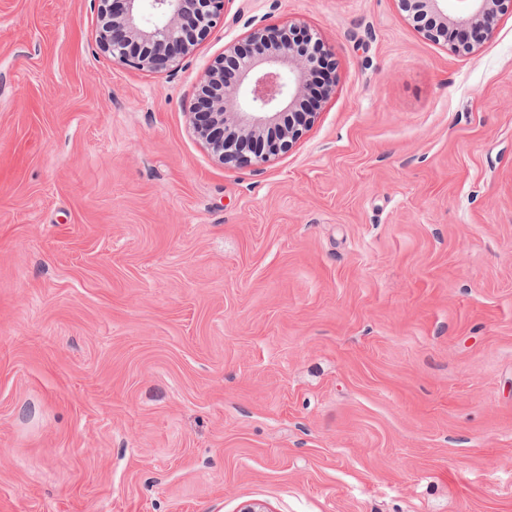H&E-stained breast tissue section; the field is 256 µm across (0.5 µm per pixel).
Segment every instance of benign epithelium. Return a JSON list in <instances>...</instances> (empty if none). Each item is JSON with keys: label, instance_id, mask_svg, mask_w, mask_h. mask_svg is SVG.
Masks as SVG:
<instances>
[{"label": "benign epithelium", "instance_id": "obj_1", "mask_svg": "<svg viewBox=\"0 0 512 512\" xmlns=\"http://www.w3.org/2000/svg\"><path fill=\"white\" fill-rule=\"evenodd\" d=\"M150 2L153 19L144 15ZM100 50L112 60L149 73L170 71L224 17L226 0H98ZM460 16L448 0H398L400 9L431 19L418 25L428 39L468 54L490 36L512 0H464ZM323 42L291 26L254 27L207 67L189 110L196 136L228 169L267 164L290 150L314 124L317 109L334 91L335 74H320Z\"/></svg>", "mask_w": 512, "mask_h": 512}]
</instances>
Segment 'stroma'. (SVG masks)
I'll list each match as a JSON object with an SVG mask.
<instances>
[{"label":"stroma","mask_w":512,"mask_h":512,"mask_svg":"<svg viewBox=\"0 0 512 512\" xmlns=\"http://www.w3.org/2000/svg\"><path fill=\"white\" fill-rule=\"evenodd\" d=\"M0 0V512H512V14L227 0L173 71ZM336 86L260 168L190 125L256 26ZM449 0H398L400 9L410 16L414 11L426 14L431 26L418 25L429 40H442L456 54H468L476 44L490 36L500 15L512 10L511 0H460L466 2L463 14L448 12ZM411 17V16H410Z\"/></svg>","instance_id":"35a3bbf8"}]
</instances>
